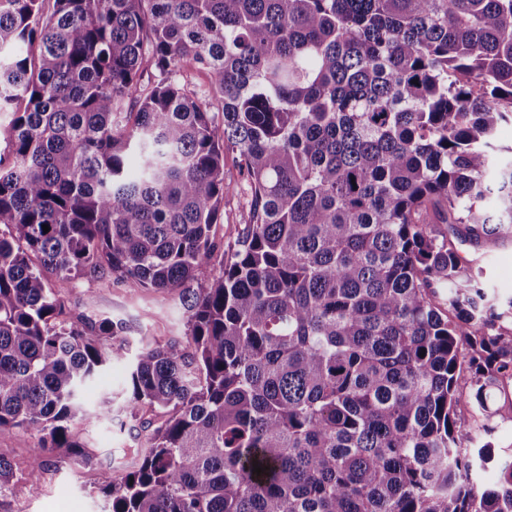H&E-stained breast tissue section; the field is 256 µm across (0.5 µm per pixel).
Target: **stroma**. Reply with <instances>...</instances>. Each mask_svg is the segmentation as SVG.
I'll list each match as a JSON object with an SVG mask.
<instances>
[{"instance_id": "obj_1", "label": "stroma", "mask_w": 512, "mask_h": 512, "mask_svg": "<svg viewBox=\"0 0 512 512\" xmlns=\"http://www.w3.org/2000/svg\"><path fill=\"white\" fill-rule=\"evenodd\" d=\"M224 180L232 187L224 198V213L214 227L217 238L234 242L249 220L245 196L240 192L241 176L233 156L224 158ZM462 257L483 269L489 295L505 301L512 298V238L499 244L458 246ZM65 299L74 313L104 314L127 325L129 351L143 344L182 338L185 333L183 309L177 294L136 293L115 284L82 282L70 289ZM129 374L128 358H115L100 378L85 392V417L76 429L86 448L94 456L93 466L77 464L63 453H41L37 440L15 428H0V454L8 457L19 481L0 493V512H104L99 491L103 478L124 474L131 464L130 449L143 446L145 428H153L163 419L161 413L144 408L142 425L133 427L122 410ZM111 399V412L101 415L104 399ZM39 480H29L31 472Z\"/></svg>"}]
</instances>
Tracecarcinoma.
Returning <instances> with one entry per match:
<instances>
[{
	"instance_id": "cac0c4a2",
	"label": "carcinoma",
	"mask_w": 512,
	"mask_h": 512,
	"mask_svg": "<svg viewBox=\"0 0 512 512\" xmlns=\"http://www.w3.org/2000/svg\"><path fill=\"white\" fill-rule=\"evenodd\" d=\"M0 112V428L94 462L81 394L125 326L74 282L184 309L130 363L126 417L166 420L106 512H512L478 440L512 324L448 238L512 233V0H0ZM224 182L237 189L224 197V213L214 226L216 237L224 239V245H226L236 240L241 228L249 221L245 195L240 192L241 176L231 154L224 157Z\"/></svg>"
}]
</instances>
